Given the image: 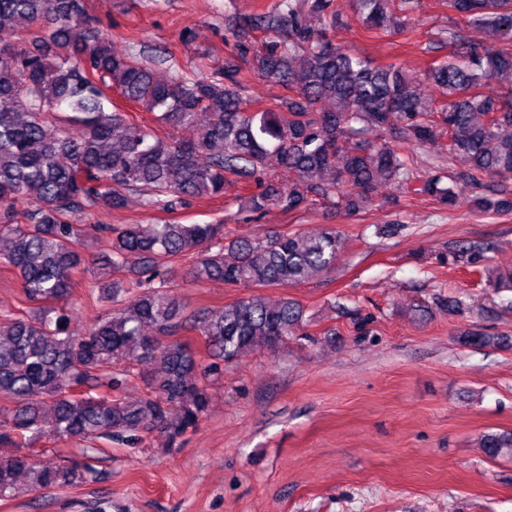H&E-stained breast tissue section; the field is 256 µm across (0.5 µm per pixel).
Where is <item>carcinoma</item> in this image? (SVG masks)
<instances>
[{"label":"carcinoma","mask_w":512,"mask_h":512,"mask_svg":"<svg viewBox=\"0 0 512 512\" xmlns=\"http://www.w3.org/2000/svg\"><path fill=\"white\" fill-rule=\"evenodd\" d=\"M357 21L370 32L403 29L419 0H355ZM444 39L454 57L430 64L424 96L418 79L397 64L378 66L328 37L335 0H277L267 11L237 16L229 27L238 57L264 81L288 90L278 109L251 110L241 67L194 79L161 82L152 67L118 51L86 0H0V266L13 270L29 309L0 315V395L14 408L0 418V497L81 483L87 464L44 467L33 443L101 439L135 445L149 434L179 448L198 428L224 364L252 347L276 348L297 335L304 311L293 299L261 295L187 316L173 292L172 259L195 256L188 275L253 288L286 287L331 271L339 239L328 229L304 236L280 232L224 246V224H82L93 210H120L127 194L148 208L170 210L226 186L254 179L269 159L288 184L260 182L244 197L256 214L308 202L294 188L348 212L372 200L380 182L427 194L441 210L464 199L474 211L512 212V0H448ZM482 26L499 43L473 45L463 25ZM265 36L262 48L252 35ZM114 90L181 133L168 140L125 124ZM330 101L334 108L318 111ZM206 116L200 123V116ZM448 134V159L437 171L420 156ZM374 134L375 139L368 138ZM425 162L434 173L419 174ZM336 172L329 183L318 181ZM26 198L31 207L15 209ZM106 241L88 251L89 240ZM139 257L131 277L128 257ZM90 275L107 309L84 333L69 331L73 277ZM179 331L201 336L207 358ZM145 377L137 399L122 397ZM492 459L512 457V432L486 433Z\"/></svg>","instance_id":"obj_1"}]
</instances>
